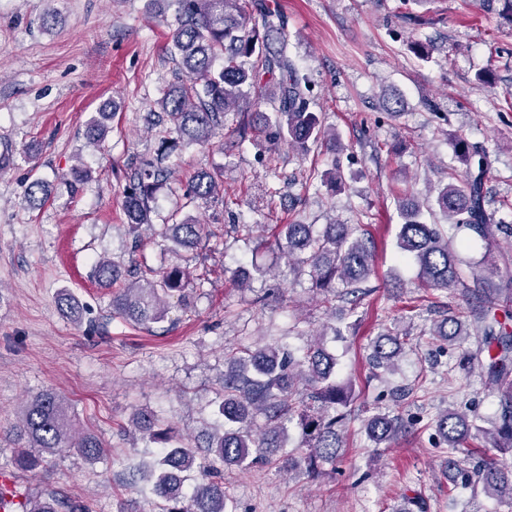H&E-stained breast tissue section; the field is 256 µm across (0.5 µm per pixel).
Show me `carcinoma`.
Wrapping results in <instances>:
<instances>
[{
    "label": "carcinoma",
    "instance_id": "1",
    "mask_svg": "<svg viewBox=\"0 0 512 512\" xmlns=\"http://www.w3.org/2000/svg\"><path fill=\"white\" fill-rule=\"evenodd\" d=\"M172 51L186 78L173 84L158 102L152 128L158 140L154 159H145L125 176L123 210L129 233L141 239L145 233L169 242L167 251L179 256L193 251L206 238L204 225L190 216L170 224H153L152 214L159 192L170 187L172 175L161 157L178 149L211 144L224 130V115L240 113L235 128L241 140L265 130L277 141H285L298 156L323 148L331 155L341 149L336 130L325 126L311 109L310 81L288 55L287 18L266 5L265 0H176ZM504 23L512 26V0H486ZM113 104L102 108L86 124L85 136L96 145L108 132ZM458 157L468 170L462 178L443 184L423 202L406 192L396 205L404 222L398 245L412 257L426 286L436 290L465 287L461 260L443 219L455 232L478 237L490 251L499 238H512L511 224H498L486 208L485 150L460 134L455 140ZM222 169H202L183 194L184 206L208 201L223 187ZM320 181L334 190L344 186V174L336 161L320 174ZM276 245L288 263L308 268L313 287L322 302L338 297L347 301V313L355 312L368 294L363 284L373 274L372 253L360 224H338L332 220L316 228L298 219L277 225ZM273 266L255 260L233 273L238 287L268 278ZM497 267L485 261L476 280L484 284L476 304L469 309L475 349L464 366L467 373L483 378L498 398L491 426L482 430L489 448L512 455V332L492 312L497 306L512 313V279L495 283ZM92 277L101 287L124 282L113 295L112 312L135 325L147 326L167 318L168 296L182 293L191 281L187 267L175 262L160 272L151 267H130L121 261L101 258L94 263ZM59 309L76 314L79 303L67 289L58 294ZM438 348L445 349L461 336V316H446L429 330ZM408 333L386 328L370 342L369 363L383 374L399 369V360L409 344ZM338 360L321 340L294 351L278 342H258L224 359V389L218 412L221 424L207 433V453L193 446L168 426L151 429L144 415L134 428L142 438L160 444L155 458L128 473L124 489L138 484L156 497L158 512H232L224 491V469L244 472L257 464H277L282 470L300 471L311 479L322 475V466H336L343 448L344 431L354 418L352 384L336 381ZM474 425L467 412L445 411L435 418V432L448 451L456 452L471 435ZM363 429L375 447H389L405 428L400 414L378 411L364 420ZM12 431L25 440L13 458L21 470H34L64 448H73L88 461L99 459L103 448L96 436L78 430L70 404L52 391L34 395L24 407ZM299 444L288 453L291 432ZM448 468L458 469L461 484L479 485L483 493L512 505V465L485 457L469 469L448 456ZM22 512H89L80 500L55 489L29 498Z\"/></svg>",
    "mask_w": 512,
    "mask_h": 512
}]
</instances>
